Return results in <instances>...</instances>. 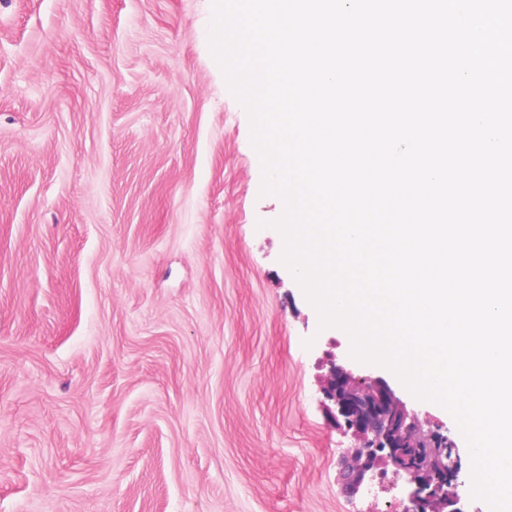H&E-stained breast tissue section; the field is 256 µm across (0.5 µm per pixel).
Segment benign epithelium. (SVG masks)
<instances>
[{
	"mask_svg": "<svg viewBox=\"0 0 512 512\" xmlns=\"http://www.w3.org/2000/svg\"><path fill=\"white\" fill-rule=\"evenodd\" d=\"M327 365L321 393L354 440L339 472L344 491L354 496L390 469L406 483L401 512H464L463 458L450 429L421 421L385 379L361 375L347 360Z\"/></svg>",
	"mask_w": 512,
	"mask_h": 512,
	"instance_id": "1",
	"label": "benign epithelium"
}]
</instances>
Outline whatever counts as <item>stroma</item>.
Listing matches in <instances>:
<instances>
[{"label": "stroma", "instance_id": "35a3bbf8", "mask_svg": "<svg viewBox=\"0 0 512 512\" xmlns=\"http://www.w3.org/2000/svg\"><path fill=\"white\" fill-rule=\"evenodd\" d=\"M212 19L0 0V512H400L393 476L338 481L320 382L352 341L281 260Z\"/></svg>", "mask_w": 512, "mask_h": 512}]
</instances>
